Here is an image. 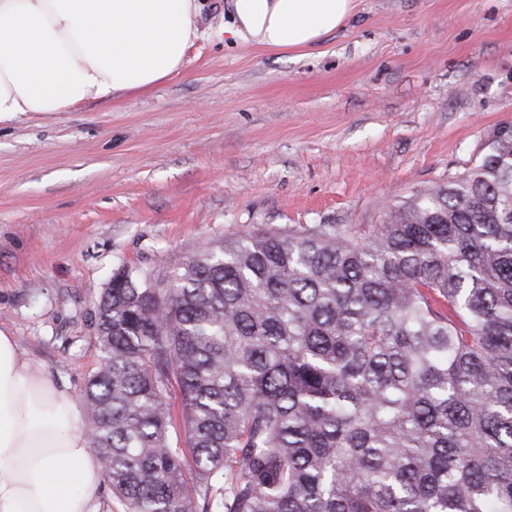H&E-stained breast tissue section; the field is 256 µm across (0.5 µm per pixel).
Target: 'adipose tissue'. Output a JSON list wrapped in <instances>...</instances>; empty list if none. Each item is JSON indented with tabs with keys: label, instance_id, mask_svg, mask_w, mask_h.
<instances>
[{
	"label": "adipose tissue",
	"instance_id": "obj_1",
	"mask_svg": "<svg viewBox=\"0 0 512 512\" xmlns=\"http://www.w3.org/2000/svg\"><path fill=\"white\" fill-rule=\"evenodd\" d=\"M225 32L279 52L336 32L355 0H232ZM196 0H0V116L71 112L179 75ZM105 485L67 387L0 331V512H95Z\"/></svg>",
	"mask_w": 512,
	"mask_h": 512
}]
</instances>
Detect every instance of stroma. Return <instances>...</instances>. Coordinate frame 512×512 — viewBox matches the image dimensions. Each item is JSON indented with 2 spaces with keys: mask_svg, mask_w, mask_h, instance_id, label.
<instances>
[{
  "mask_svg": "<svg viewBox=\"0 0 512 512\" xmlns=\"http://www.w3.org/2000/svg\"><path fill=\"white\" fill-rule=\"evenodd\" d=\"M200 0L180 75L75 112L0 118V331L80 397L117 268L230 234L378 224L512 124V0H357L298 53Z\"/></svg>",
  "mask_w": 512,
  "mask_h": 512,
  "instance_id": "35a3bbf8",
  "label": "stroma"
}]
</instances>
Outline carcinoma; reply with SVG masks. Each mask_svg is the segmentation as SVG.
<instances>
[{
	"instance_id": "obj_1",
	"label": "carcinoma",
	"mask_w": 512,
	"mask_h": 512,
	"mask_svg": "<svg viewBox=\"0 0 512 512\" xmlns=\"http://www.w3.org/2000/svg\"><path fill=\"white\" fill-rule=\"evenodd\" d=\"M95 335L124 512H512V129L380 224L123 266Z\"/></svg>"
}]
</instances>
